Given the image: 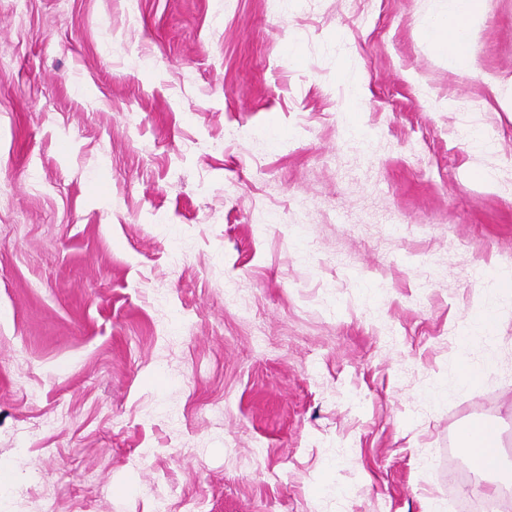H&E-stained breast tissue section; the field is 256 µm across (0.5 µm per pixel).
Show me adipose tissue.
Here are the masks:
<instances>
[{
  "label": "adipose tissue",
  "mask_w": 512,
  "mask_h": 512,
  "mask_svg": "<svg viewBox=\"0 0 512 512\" xmlns=\"http://www.w3.org/2000/svg\"><path fill=\"white\" fill-rule=\"evenodd\" d=\"M479 6L480 0H448L447 14L432 19L428 24V35L440 44L451 69L465 70L471 65L465 47L478 17Z\"/></svg>",
  "instance_id": "1"
}]
</instances>
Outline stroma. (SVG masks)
Segmentation results:
<instances>
[{
    "label": "stroma",
    "instance_id": "1",
    "mask_svg": "<svg viewBox=\"0 0 512 512\" xmlns=\"http://www.w3.org/2000/svg\"><path fill=\"white\" fill-rule=\"evenodd\" d=\"M447 8L0 0V512L500 485L448 473L476 418L512 465V0L467 72ZM480 0H448V14L432 19L427 34L441 45L454 70H466L471 60L465 52L474 21L479 14Z\"/></svg>",
    "mask_w": 512,
    "mask_h": 512
}]
</instances>
